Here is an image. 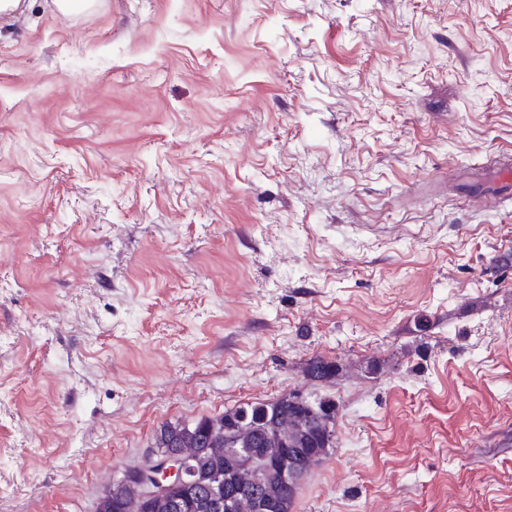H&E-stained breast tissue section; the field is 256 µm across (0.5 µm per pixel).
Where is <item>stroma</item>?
<instances>
[{
  "label": "stroma",
  "instance_id": "1",
  "mask_svg": "<svg viewBox=\"0 0 512 512\" xmlns=\"http://www.w3.org/2000/svg\"><path fill=\"white\" fill-rule=\"evenodd\" d=\"M512 0L0 16V512L294 390L293 512H512ZM336 359L311 384V357ZM338 364L324 357H314L308 361L305 367V375L313 381H331L339 376Z\"/></svg>",
  "mask_w": 512,
  "mask_h": 512
}]
</instances>
